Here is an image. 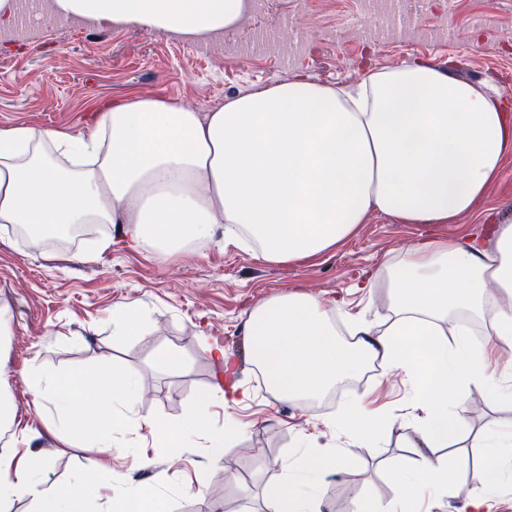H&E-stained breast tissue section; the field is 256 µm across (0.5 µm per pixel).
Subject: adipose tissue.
Segmentation results:
<instances>
[{"label": "adipose tissue", "mask_w": 512, "mask_h": 512, "mask_svg": "<svg viewBox=\"0 0 512 512\" xmlns=\"http://www.w3.org/2000/svg\"><path fill=\"white\" fill-rule=\"evenodd\" d=\"M249 8L250 0H52L62 17L190 38L236 26ZM511 152L512 113L491 83L478 88L418 61L345 86L295 75L242 89L212 112L131 98L100 109L79 137L0 127V227L27 229L37 240L118 224L124 246L168 255L220 226L226 240L286 263L336 247L373 212L405 224L452 223L475 207ZM489 233L488 247L475 236L401 249L371 275L388 280L394 321L383 329L359 325L349 341L336 328L338 297L294 292L256 306L246 331L274 395L311 401L382 360L411 386L408 440L437 493L470 499L512 484V419L483 431L471 479L456 478L441 454L469 430L470 386L512 407V368L499 372L489 362L492 345L512 344V220ZM452 313L490 322L486 339H472L466 327L449 335ZM208 349L224 383L176 420L136 417V376L97 349L80 370H32L26 384L45 430L97 451L67 485L41 480L49 463L30 449L0 378V429L13 441L0 450V512H12L20 497L30 498L31 512H153L148 488L113 496L112 436L130 427L141 448L199 441L215 453L241 436L234 418L218 427L209 411L247 395L235 357L216 339ZM336 425L373 448L391 421L356 397ZM351 463L345 453L300 456L278 484L263 488L265 512H323L322 475Z\"/></svg>", "instance_id": "ef3b65f1"}]
</instances>
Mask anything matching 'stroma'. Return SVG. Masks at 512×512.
<instances>
[{"label": "stroma", "instance_id": "35a3bbf8", "mask_svg": "<svg viewBox=\"0 0 512 512\" xmlns=\"http://www.w3.org/2000/svg\"><path fill=\"white\" fill-rule=\"evenodd\" d=\"M381 7L382 0H256L246 22L203 42L143 26L62 17L48 26L20 24L0 32V127L77 133L87 130L100 108L137 96L209 112L244 87L275 84L297 73L343 85L414 60L455 77L475 73L480 81H494L512 103V0H400L403 24L383 28L373 20ZM505 217L512 218V154L476 207L454 223L403 224L375 212L336 248L290 263L263 261L219 238L158 256L117 243L100 249L97 233L58 248L0 231V309L10 319L0 376L10 384L18 417L37 431L31 446L50 463L46 479L66 483L94 453L66 447L43 431L24 380L28 370L78 369L88 342L138 377L139 416L176 419L216 386L207 341L218 339L236 353L237 378L251 399L232 410L212 405V420L219 426L233 417L244 435L217 455L198 444L140 452L135 435H116L114 488L148 486L167 512H196L201 497L221 512H258L264 485L280 477L287 458L347 448L355 464L320 486L330 512H354L363 501L387 512L396 497V472L415 470L418 460L417 449L402 442L410 432L411 395L403 372L377 360L357 381L319 399L277 398L250 361L248 314L295 291L337 293L349 302L337 318L343 329L363 322L387 326L393 311L386 285L355 289L370 271L410 244L469 235ZM128 302L147 313L143 335L133 339L113 335L110 322L113 309ZM167 345L182 352L180 369L159 365L157 353ZM352 394L389 416L392 431L379 448L358 447L332 425ZM465 406L473 435L512 416V409L493 405L479 385L470 386ZM473 435L450 450L465 478L482 455Z\"/></svg>", "mask_w": 512, "mask_h": 512}]
</instances>
